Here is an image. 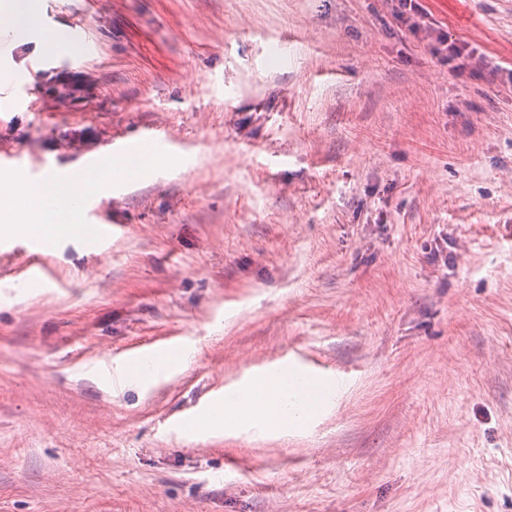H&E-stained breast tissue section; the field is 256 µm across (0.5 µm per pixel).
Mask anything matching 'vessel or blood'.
Listing matches in <instances>:
<instances>
[{"mask_svg": "<svg viewBox=\"0 0 512 512\" xmlns=\"http://www.w3.org/2000/svg\"><path fill=\"white\" fill-rule=\"evenodd\" d=\"M92 45L84 36L81 26L68 29V43L59 56L60 61L77 63L90 55ZM28 83L24 78L14 75L10 66H0V103L16 102L27 98ZM135 145L142 151L165 154L171 151L172 142L168 135L159 129H148L140 133ZM25 247L30 253V261L17 274L18 280L30 288L43 287L45 283L43 265L40 261L42 243L29 239ZM188 346L182 338L159 336L133 349H123L115 354L114 365L120 368L124 376L132 377L155 371L167 373L174 369L187 352Z\"/></svg>", "mask_w": 512, "mask_h": 512, "instance_id": "b4317fda", "label": "vessel or blood"}]
</instances>
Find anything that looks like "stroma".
<instances>
[{
  "label": "stroma",
  "instance_id": "stroma-1",
  "mask_svg": "<svg viewBox=\"0 0 512 512\" xmlns=\"http://www.w3.org/2000/svg\"><path fill=\"white\" fill-rule=\"evenodd\" d=\"M97 53L12 42L20 172L167 131L106 252L0 237V512H512V0H27ZM469 52L445 61L440 39ZM186 336L118 385L113 351ZM344 383L299 431L182 412L281 362ZM67 32L68 43L58 57V60L62 62L78 63L92 53L93 47L85 38L84 29L80 25L69 27Z\"/></svg>",
  "mask_w": 512,
  "mask_h": 512
}]
</instances>
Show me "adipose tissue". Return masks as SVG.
I'll list each match as a JSON object with an SVG mask.
<instances>
[{"mask_svg": "<svg viewBox=\"0 0 512 512\" xmlns=\"http://www.w3.org/2000/svg\"><path fill=\"white\" fill-rule=\"evenodd\" d=\"M170 163L167 156L140 151L119 158L100 157L97 166L76 180L58 177L33 182L18 171L0 173V235L39 238L51 245L69 237L94 242L95 232L69 224L74 212L72 199L109 194L113 168L137 176ZM335 390L328 377L305 374L287 389L276 376L264 373L237 386L236 399L223 402L219 416L207 421L204 428L211 432L256 428L283 433L318 415Z\"/></svg>", "mask_w": 512, "mask_h": 512, "instance_id": "1", "label": "adipose tissue"}]
</instances>
